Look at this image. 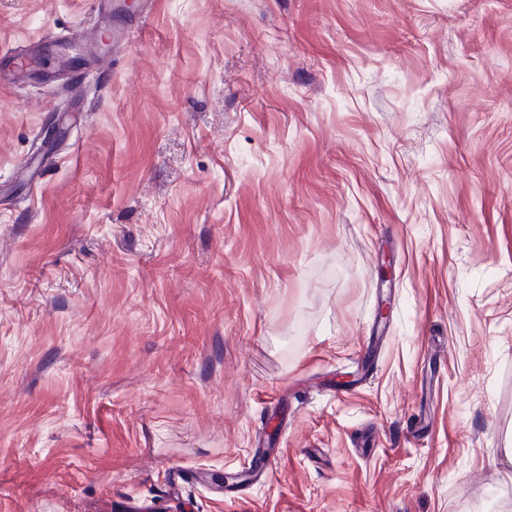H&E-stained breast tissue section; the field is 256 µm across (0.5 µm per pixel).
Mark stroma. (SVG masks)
I'll list each match as a JSON object with an SVG mask.
<instances>
[{
    "label": "stroma",
    "mask_w": 512,
    "mask_h": 512,
    "mask_svg": "<svg viewBox=\"0 0 512 512\" xmlns=\"http://www.w3.org/2000/svg\"><path fill=\"white\" fill-rule=\"evenodd\" d=\"M31 45L0 512H505L512 0H0Z\"/></svg>",
    "instance_id": "1"
}]
</instances>
